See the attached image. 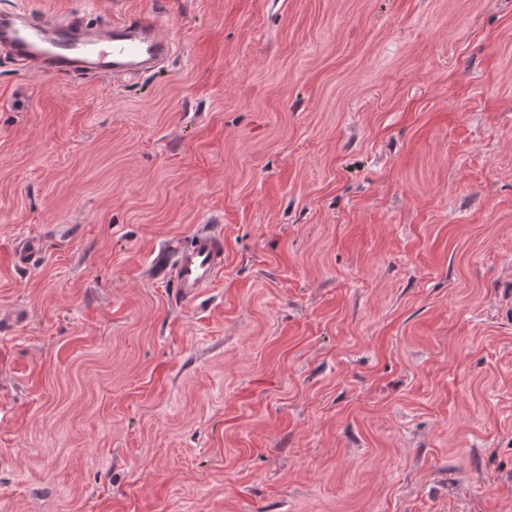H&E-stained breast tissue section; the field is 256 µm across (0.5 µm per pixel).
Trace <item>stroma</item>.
I'll use <instances>...</instances> for the list:
<instances>
[{"label": "stroma", "mask_w": 512, "mask_h": 512, "mask_svg": "<svg viewBox=\"0 0 512 512\" xmlns=\"http://www.w3.org/2000/svg\"><path fill=\"white\" fill-rule=\"evenodd\" d=\"M16 4L177 52L0 50V512H512V0ZM0 45L40 75L63 76L60 69L83 65L112 81L158 68L176 50L162 16L89 26L78 16L51 19L24 9L1 11ZM162 258L170 268L181 295L193 299L213 282L224 267L223 237L212 228L198 230L187 247L169 243Z\"/></svg>", "instance_id": "obj_1"}]
</instances>
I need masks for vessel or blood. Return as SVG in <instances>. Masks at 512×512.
Masks as SVG:
<instances>
[{"label": "vessel or blood", "instance_id": "vessel-or-blood-1", "mask_svg": "<svg viewBox=\"0 0 512 512\" xmlns=\"http://www.w3.org/2000/svg\"><path fill=\"white\" fill-rule=\"evenodd\" d=\"M0 45L47 76L82 65L113 80L153 70L176 49L159 16L91 26L77 16L51 19L24 9L0 13ZM162 258L182 296L195 298L224 267L223 237L212 228L198 230L189 246L168 244Z\"/></svg>", "mask_w": 512, "mask_h": 512}]
</instances>
